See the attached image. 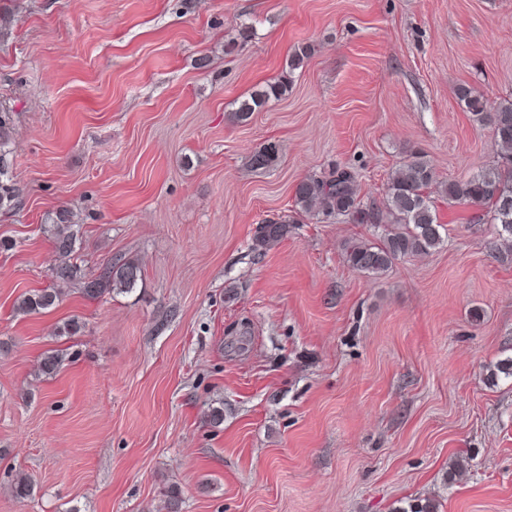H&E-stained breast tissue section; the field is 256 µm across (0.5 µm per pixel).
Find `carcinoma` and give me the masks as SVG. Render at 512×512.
Here are the masks:
<instances>
[{"mask_svg": "<svg viewBox=\"0 0 512 512\" xmlns=\"http://www.w3.org/2000/svg\"><path fill=\"white\" fill-rule=\"evenodd\" d=\"M284 82L274 83L253 92L235 110L239 121L263 107L270 98L282 95ZM457 99L471 112L475 120L488 125L498 146V161L494 166L468 178L452 180L443 185L442 193L451 201L484 207L493 223L500 225L499 238L512 243V99H504L493 107L467 86L456 88ZM13 120L9 112L0 110V208L17 204L15 188L2 182L8 176L9 144L13 137ZM276 154V145L267 144L254 151L250 165L255 170L268 168ZM436 183L432 165L420 153L411 154L389 178L383 208L376 211L358 201L353 176L346 170L332 172L325 178L309 177L295 186V214L309 217L344 216L354 224H384V233L377 242H352L344 248L347 265L362 274L379 276L392 268L395 261L427 253L443 242L445 225L438 222L428 189ZM294 217L265 219L257 225L252 250L261 254L269 245L288 233ZM78 229L62 212L54 225V248L58 263L53 270L55 281L76 285L81 294L91 300L112 292L128 293L142 280V268L135 259L119 257L99 275L88 274L73 261ZM59 288H46L24 295L16 305L23 315L37 314L62 301ZM63 362L57 350L43 354L39 372L55 374Z\"/></svg>", "mask_w": 512, "mask_h": 512, "instance_id": "carcinoma-1", "label": "carcinoma"}]
</instances>
